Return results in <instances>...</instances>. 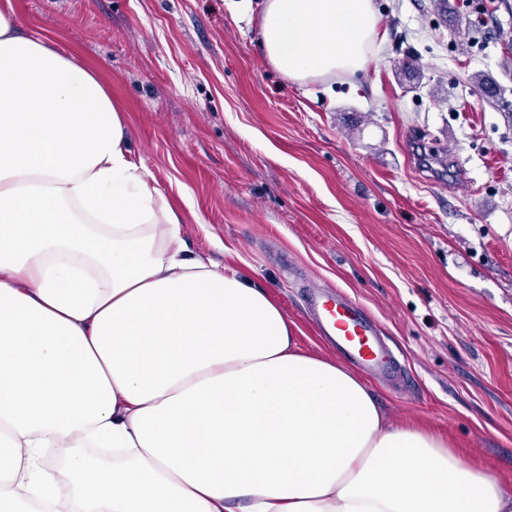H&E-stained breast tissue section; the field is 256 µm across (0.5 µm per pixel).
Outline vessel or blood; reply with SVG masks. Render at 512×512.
Instances as JSON below:
<instances>
[{
    "label": "vessel or blood",
    "mask_w": 512,
    "mask_h": 512,
    "mask_svg": "<svg viewBox=\"0 0 512 512\" xmlns=\"http://www.w3.org/2000/svg\"><path fill=\"white\" fill-rule=\"evenodd\" d=\"M306 303L321 333L343 354L358 364L380 369L373 329L358 307L320 290L310 292Z\"/></svg>",
    "instance_id": "1"
}]
</instances>
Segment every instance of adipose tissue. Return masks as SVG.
Listing matches in <instances>:
<instances>
[{"mask_svg": "<svg viewBox=\"0 0 512 512\" xmlns=\"http://www.w3.org/2000/svg\"><path fill=\"white\" fill-rule=\"evenodd\" d=\"M382 41L374 0L262 4L259 46L296 82ZM298 330L190 251L108 83L0 0V512H512Z\"/></svg>", "mask_w": 512, "mask_h": 512, "instance_id": "adipose-tissue-1", "label": "adipose tissue"}]
</instances>
